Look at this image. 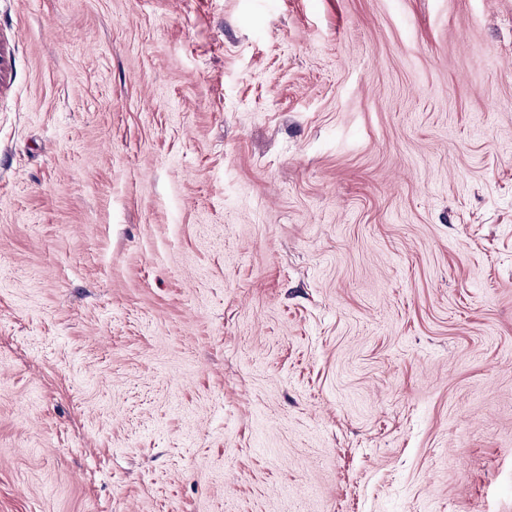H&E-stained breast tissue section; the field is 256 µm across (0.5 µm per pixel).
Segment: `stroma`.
Masks as SVG:
<instances>
[{
	"mask_svg": "<svg viewBox=\"0 0 512 512\" xmlns=\"http://www.w3.org/2000/svg\"><path fill=\"white\" fill-rule=\"evenodd\" d=\"M0 512H512V0H0Z\"/></svg>",
	"mask_w": 512,
	"mask_h": 512,
	"instance_id": "stroma-1",
	"label": "stroma"
}]
</instances>
